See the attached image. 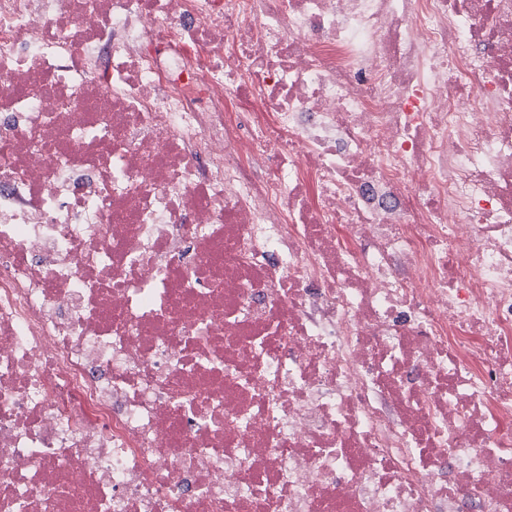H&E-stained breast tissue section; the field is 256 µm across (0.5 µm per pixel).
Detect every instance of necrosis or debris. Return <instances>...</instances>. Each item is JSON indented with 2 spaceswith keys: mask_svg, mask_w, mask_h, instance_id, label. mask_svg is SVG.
<instances>
[{
  "mask_svg": "<svg viewBox=\"0 0 512 512\" xmlns=\"http://www.w3.org/2000/svg\"><path fill=\"white\" fill-rule=\"evenodd\" d=\"M0 512H512V0H0Z\"/></svg>",
  "mask_w": 512,
  "mask_h": 512,
  "instance_id": "necrosis-or-debris-1",
  "label": "necrosis or debris"
}]
</instances>
